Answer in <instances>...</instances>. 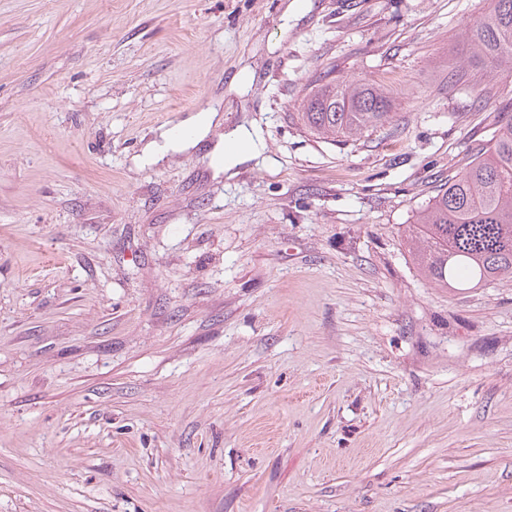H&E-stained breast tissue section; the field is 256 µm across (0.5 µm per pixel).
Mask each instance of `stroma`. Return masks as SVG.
Returning <instances> with one entry per match:
<instances>
[{
  "mask_svg": "<svg viewBox=\"0 0 512 512\" xmlns=\"http://www.w3.org/2000/svg\"><path fill=\"white\" fill-rule=\"evenodd\" d=\"M284 2L0 0V512H512V282L404 243L512 110L488 0ZM326 75L391 124L312 135ZM470 58L485 67L512 64V0H490L467 29ZM216 117V113L202 112L185 121L183 126L187 129L177 135H174L172 130L164 131L160 134L164 140L163 147L182 149L197 146L209 135L212 125H215ZM262 150L260 132L257 128H244L224 135L223 145L217 143L212 153L230 159H247Z\"/></svg>",
  "mask_w": 512,
  "mask_h": 512,
  "instance_id": "obj_1",
  "label": "stroma"
}]
</instances>
